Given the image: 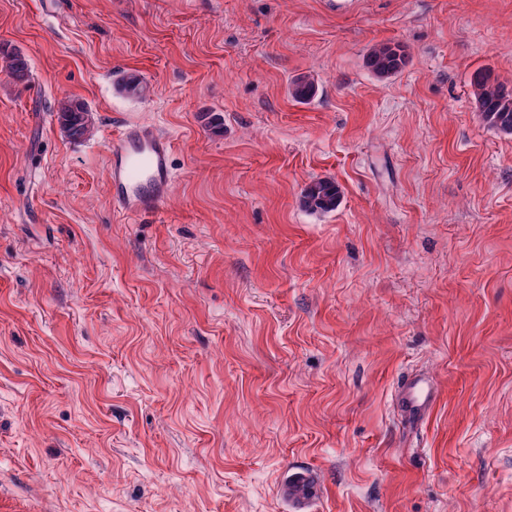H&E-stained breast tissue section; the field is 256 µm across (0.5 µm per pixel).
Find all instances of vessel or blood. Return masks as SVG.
<instances>
[{
    "label": "vessel or blood",
    "instance_id": "1",
    "mask_svg": "<svg viewBox=\"0 0 512 512\" xmlns=\"http://www.w3.org/2000/svg\"><path fill=\"white\" fill-rule=\"evenodd\" d=\"M172 143L155 129L133 123L108 143L112 203L117 213L142 216L158 209L172 179ZM434 403V393L421 378L404 381L395 392L398 411L407 419L423 417ZM317 490L314 474L294 471L285 492L297 512H305Z\"/></svg>",
    "mask_w": 512,
    "mask_h": 512
}]
</instances>
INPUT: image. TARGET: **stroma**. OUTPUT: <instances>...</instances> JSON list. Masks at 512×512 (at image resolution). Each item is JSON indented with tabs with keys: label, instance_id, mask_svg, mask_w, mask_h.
Wrapping results in <instances>:
<instances>
[{
	"label": "stroma",
	"instance_id": "obj_1",
	"mask_svg": "<svg viewBox=\"0 0 512 512\" xmlns=\"http://www.w3.org/2000/svg\"><path fill=\"white\" fill-rule=\"evenodd\" d=\"M0 44L32 68L0 72V512H294L299 468L308 512H512V135L470 84L512 82V0H0ZM131 121L173 146L138 218ZM319 178L333 211L299 204ZM407 64V56L399 45L381 43L375 45L368 57L367 65L377 76L390 77L400 72ZM0 71L4 72L13 83L27 85L31 78L29 60L21 51L1 45L0 47ZM53 112L56 114L60 130L71 140L86 138L94 128L93 117L87 104L67 91L59 94ZM171 140L155 129L128 124L108 143L114 210L142 216L158 209L172 179ZM434 393L428 382L422 378L404 381L395 392L398 411L409 420L423 417L434 403ZM284 491L295 505L296 512H304L317 491L314 474L308 469H297L290 475Z\"/></svg>",
	"mask_w": 512,
	"mask_h": 512
}]
</instances>
